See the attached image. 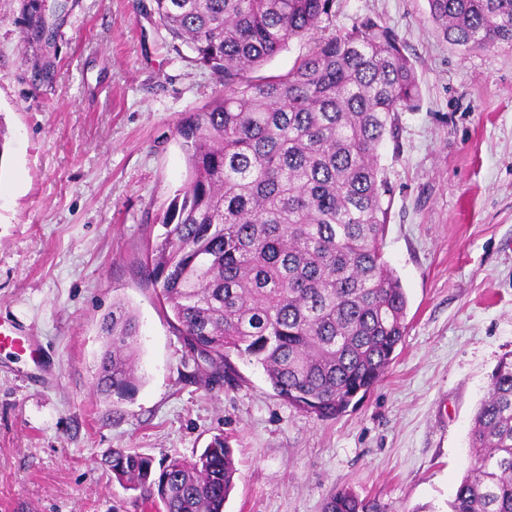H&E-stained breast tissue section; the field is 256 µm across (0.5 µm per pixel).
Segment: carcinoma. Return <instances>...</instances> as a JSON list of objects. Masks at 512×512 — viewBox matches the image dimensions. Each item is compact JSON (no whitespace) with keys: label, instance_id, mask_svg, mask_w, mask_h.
Instances as JSON below:
<instances>
[{"label":"carcinoma","instance_id":"obj_1","mask_svg":"<svg viewBox=\"0 0 512 512\" xmlns=\"http://www.w3.org/2000/svg\"><path fill=\"white\" fill-rule=\"evenodd\" d=\"M149 14L224 90L183 113L176 135L189 175L147 254L146 273L206 379L261 367L278 396L335 419L384 375L405 333L407 296L384 258L391 186L380 148L420 85L398 35L364 18L317 36L335 0H151ZM448 44L512 45V0H428ZM44 0H22V40L55 22ZM312 47L285 75L251 73L294 38ZM112 349L96 387L136 390L139 324L123 303L105 317ZM474 461L450 512H512V352L498 361L470 430ZM112 477L153 512H223L237 472L214 439L191 462L154 466L131 448L107 458ZM323 512H385L346 489Z\"/></svg>","mask_w":512,"mask_h":512}]
</instances>
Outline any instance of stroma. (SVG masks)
Masks as SVG:
<instances>
[{
  "mask_svg": "<svg viewBox=\"0 0 512 512\" xmlns=\"http://www.w3.org/2000/svg\"><path fill=\"white\" fill-rule=\"evenodd\" d=\"M149 4L67 0L46 51L23 43L20 0H0V327L38 343L0 350V512H145L110 450L189 462L217 436L237 465L224 512H323L342 488L388 512H450L512 352V46L449 45L427 0H335L331 30L372 17L398 34L421 98L380 150L406 333L374 390L323 420L245 360L198 377L145 274L187 179L176 121L220 89ZM118 301L141 336L138 388L114 403L95 376Z\"/></svg>",
  "mask_w": 512,
  "mask_h": 512,
  "instance_id": "stroma-1",
  "label": "stroma"
}]
</instances>
